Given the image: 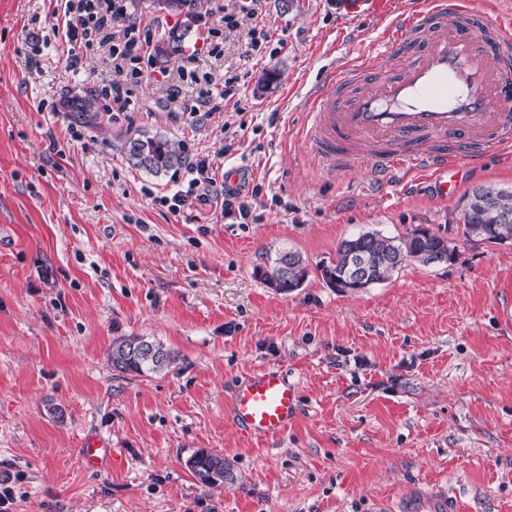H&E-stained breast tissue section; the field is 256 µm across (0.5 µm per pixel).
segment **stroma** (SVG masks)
Instances as JSON below:
<instances>
[{"instance_id":"obj_1","label":"stroma","mask_w":512,"mask_h":512,"mask_svg":"<svg viewBox=\"0 0 512 512\" xmlns=\"http://www.w3.org/2000/svg\"><path fill=\"white\" fill-rule=\"evenodd\" d=\"M49 0H0V475L11 512H512V243L464 240L461 196L512 189V153L468 171L439 199L319 167L306 100L336 66L371 52L387 18H339L332 0H268L270 51L228 34L222 67L237 106L195 125L183 102L138 87L132 112H103L70 137L61 101L97 89L103 53L72 63ZM166 135L259 186L254 221L219 203L180 215L152 193L186 187L185 167L132 168L133 132ZM441 230L453 263L407 262L341 293L317 267L362 232ZM310 270L281 293L253 275L278 252ZM176 355L161 375L114 371L116 336ZM281 370L300 412L282 435L233 423L244 376ZM123 462L87 469L90 438ZM223 454V485L187 461Z\"/></svg>"}]
</instances>
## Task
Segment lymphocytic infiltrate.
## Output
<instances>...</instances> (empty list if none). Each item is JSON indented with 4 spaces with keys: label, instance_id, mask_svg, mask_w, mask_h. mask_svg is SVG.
<instances>
[{
    "label": "lymphocytic infiltrate",
    "instance_id": "lymphocytic-infiltrate-1",
    "mask_svg": "<svg viewBox=\"0 0 512 512\" xmlns=\"http://www.w3.org/2000/svg\"><path fill=\"white\" fill-rule=\"evenodd\" d=\"M267 0H209L207 14L213 24L208 29L204 53H189L179 69L178 81L167 88L168 96L180 98L184 86L197 87L195 99L184 106L197 123H204L216 112L217 99H232L237 91L238 75H218L200 71V55L217 58L223 55L227 33L246 29L250 52L265 50L270 41L262 21ZM62 28L71 37L78 53L107 48L116 78L103 84L102 92L111 99L115 112L130 111L132 94L138 85L150 82L155 70L149 50L148 25L130 13L128 0H61ZM190 178L186 188L160 196L159 203L172 214H179L192 201L208 202L220 195L225 211H237L241 220H249L253 206L240 188L218 190L213 177V161L197 153L188 157Z\"/></svg>",
    "mask_w": 512,
    "mask_h": 512
}]
</instances>
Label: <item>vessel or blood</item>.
<instances>
[{"label":"vessel or blood","mask_w":512,"mask_h":512,"mask_svg":"<svg viewBox=\"0 0 512 512\" xmlns=\"http://www.w3.org/2000/svg\"><path fill=\"white\" fill-rule=\"evenodd\" d=\"M352 19L387 17L380 46L331 71L306 112V143L329 170L364 171L377 183L423 177L439 198L458 192L461 170L512 152V26L469 0H335ZM297 389L282 371L246 376L232 397L236 422L258 437L280 435L297 414ZM88 465L117 462L91 440Z\"/></svg>","instance_id":"vessel-or-blood-1"}]
</instances>
